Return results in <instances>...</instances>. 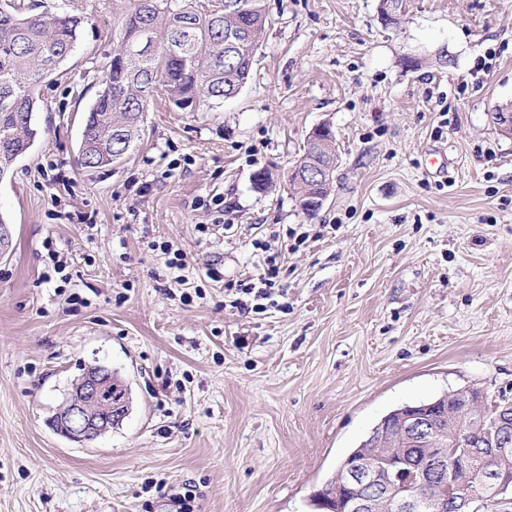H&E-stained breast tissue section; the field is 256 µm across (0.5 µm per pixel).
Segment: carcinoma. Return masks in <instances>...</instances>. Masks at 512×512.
Returning <instances> with one entry per match:
<instances>
[{
    "label": "carcinoma",
    "instance_id": "obj_1",
    "mask_svg": "<svg viewBox=\"0 0 512 512\" xmlns=\"http://www.w3.org/2000/svg\"><path fill=\"white\" fill-rule=\"evenodd\" d=\"M81 25L74 14L27 16L15 0L0 4V177L33 145L37 86L72 55ZM267 27L265 0H138L102 67L78 166L90 171L118 162L115 139L133 149L156 94L180 110L203 98L218 104L238 94ZM297 190L307 215L312 199L331 188L310 183Z\"/></svg>",
    "mask_w": 512,
    "mask_h": 512
}]
</instances>
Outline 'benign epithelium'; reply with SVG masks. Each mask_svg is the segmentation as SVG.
I'll return each mask as SVG.
<instances>
[{
  "label": "benign epithelium",
  "instance_id": "obj_1",
  "mask_svg": "<svg viewBox=\"0 0 512 512\" xmlns=\"http://www.w3.org/2000/svg\"><path fill=\"white\" fill-rule=\"evenodd\" d=\"M331 142L323 124L308 135L314 151ZM333 171L331 166L299 160L289 168L288 178L296 184L306 180L328 185L334 180ZM111 378L112 370L95 366L76 380L57 410L66 427L64 436L84 442L128 415L129 400L102 401ZM444 401L453 422L446 435L432 423L433 413ZM483 404L479 390L465 388L448 393L446 399L394 412L397 426L383 419L365 445L346 458L350 465L331 493L315 497L316 506L322 512H377L383 506L396 512H467L475 497L494 498L512 488V469L507 466L512 458V403L506 402L490 418L484 417ZM475 428L488 441L476 455L461 448ZM435 480L436 490L419 491Z\"/></svg>",
  "mask_w": 512,
  "mask_h": 512
}]
</instances>
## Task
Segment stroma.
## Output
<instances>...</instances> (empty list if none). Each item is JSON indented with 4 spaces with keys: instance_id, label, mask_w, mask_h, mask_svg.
Returning <instances> with one entry per match:
<instances>
[{
    "instance_id": "obj_1",
    "label": "stroma",
    "mask_w": 512,
    "mask_h": 512,
    "mask_svg": "<svg viewBox=\"0 0 512 512\" xmlns=\"http://www.w3.org/2000/svg\"><path fill=\"white\" fill-rule=\"evenodd\" d=\"M21 2L83 24L0 181V512H179L188 486L196 512H313L390 411L465 387L512 399V138L492 119L512 100V0H404L394 27L379 0H265L235 97L151 98L136 148L91 172L85 116L136 0ZM322 123L338 161L309 216L285 180ZM165 244L200 296L181 300ZM51 249L69 283L45 280ZM271 256L276 305L233 308L225 283ZM96 365L130 412L79 443L50 419Z\"/></svg>"
}]
</instances>
